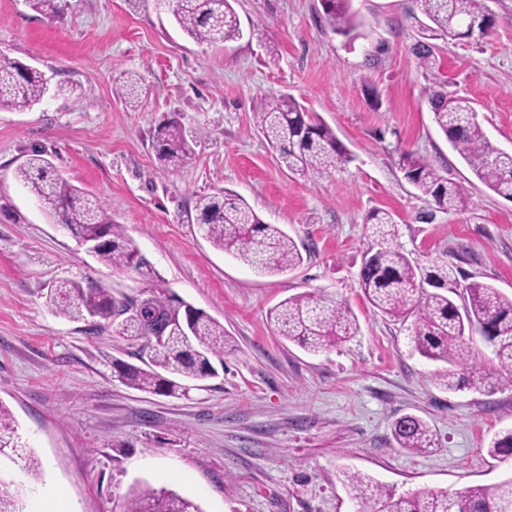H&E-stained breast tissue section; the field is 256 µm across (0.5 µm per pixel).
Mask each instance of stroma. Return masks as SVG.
<instances>
[{
  "instance_id": "1",
  "label": "stroma",
  "mask_w": 512,
  "mask_h": 512,
  "mask_svg": "<svg viewBox=\"0 0 512 512\" xmlns=\"http://www.w3.org/2000/svg\"><path fill=\"white\" fill-rule=\"evenodd\" d=\"M231 3L241 37L208 45L166 10L129 0H58L51 16L0 0V62L32 65L50 86L32 109L0 111V400L41 464L34 478L4 457L0 477L35 512H119L140 483L176 490L201 512H355L347 471L400 494L512 474V461L487 453L512 429V388L437 387L435 364L358 282L367 218L386 209L405 250L444 257L512 295V200L475 180L432 120L429 76L410 51L416 0H353L362 23L353 40L331 30L321 0ZM486 4L493 28L443 45L441 72L449 94L471 101L490 146L511 152L512 0ZM127 76L138 83L135 108L113 92ZM64 84L84 96L57 93ZM272 93L326 123L350 162L303 177L282 168L256 122ZM173 117L199 136L170 174L153 136ZM35 146L56 174L100 198L164 285L223 323L216 376L178 397L128 388L112 361L139 364V342L51 312L45 296L61 276L130 298L151 284L99 263L16 179ZM405 150L467 183L465 209L446 212L421 195L398 164ZM224 188L281 225L302 263L266 275L214 248L194 205ZM309 292L347 304L359 335L316 354L279 336L271 310ZM408 414L435 433L431 453L398 447L391 428Z\"/></svg>"
}]
</instances>
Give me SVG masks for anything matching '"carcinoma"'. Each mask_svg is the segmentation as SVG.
Segmentation results:
<instances>
[{"label":"carcinoma","mask_w":512,"mask_h":512,"mask_svg":"<svg viewBox=\"0 0 512 512\" xmlns=\"http://www.w3.org/2000/svg\"><path fill=\"white\" fill-rule=\"evenodd\" d=\"M195 41L219 44L240 37V23L231 0H156ZM424 20L422 40L413 47L420 67L434 72L438 65L435 41L461 36H483L493 26L485 0H417ZM331 29L349 36L357 28L351 0H321ZM47 80L38 69L19 61L0 64V110L24 111L42 101ZM433 119L448 143L466 162L474 177L495 194L512 199V152L493 149L470 101L451 96L445 83L425 88ZM264 137L278 152L289 172L305 176L325 172L350 161L333 131L305 112L293 97L273 95L257 113ZM155 158L174 174L191 154L189 135L176 121L159 125ZM407 180L440 209L463 206L468 193L461 181L444 177L426 158L414 152L399 156ZM16 178L58 217L82 242L98 243L95 258L118 272H135L154 279L146 259L122 225L107 219L103 202L54 175L48 152L40 147L26 155ZM196 221L205 238L217 249L263 274L293 268L302 255L293 239L277 224H266L250 205L231 191L203 194L195 202ZM371 245L359 270V287L383 315L409 324L413 350L442 364L433 380L448 391H476L491 386L488 374L469 363L466 338L474 335L492 348L502 369L498 382L512 385V295L480 281L459 282L461 270L442 257L422 261L398 242L391 213L377 210L368 217ZM55 315L70 321L92 320V327L108 326L121 338L143 340V365L112 360V373L126 386L155 395H183L185 382L217 374L213 359L224 362L228 337L224 324L178 298L159 283L149 295L135 301L119 298L92 281L57 278L46 294ZM171 324L162 341L144 333L152 316ZM278 335L319 353L359 335L360 326L349 307L316 293H302L282 301L270 314ZM398 446L413 454L435 447L430 427L415 416L399 418L393 427ZM488 454L501 461L512 457V429L496 435ZM25 457L28 470L39 474L40 464L18 433L10 408L0 401V457ZM345 485L356 512H512V475L490 485L460 492L418 490L396 495L395 490L368 474L345 473ZM20 496L0 480V512H25ZM122 512H201L192 500L177 492L148 485L133 486Z\"/></svg>","instance_id":"obj_1"}]
</instances>
